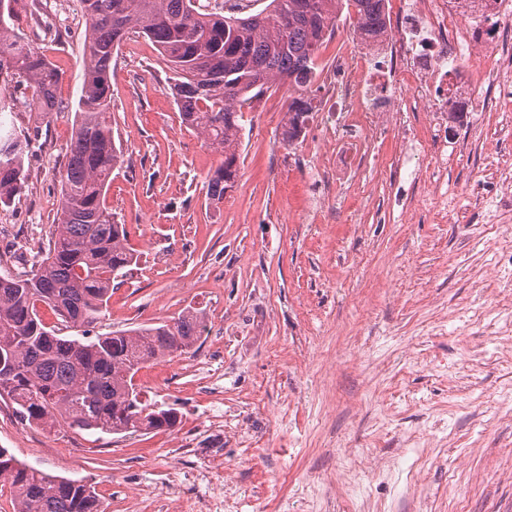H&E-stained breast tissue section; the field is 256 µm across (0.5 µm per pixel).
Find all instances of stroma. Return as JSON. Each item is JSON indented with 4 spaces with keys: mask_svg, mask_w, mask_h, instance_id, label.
<instances>
[{
    "mask_svg": "<svg viewBox=\"0 0 512 512\" xmlns=\"http://www.w3.org/2000/svg\"><path fill=\"white\" fill-rule=\"evenodd\" d=\"M26 41L62 74L55 109L0 77V123L30 142L26 183L0 205V274L22 275L54 230L85 75L80 0H15ZM167 63L131 34L112 59L109 121L123 162L106 205L128 229L137 261L112 283L93 332L105 335L203 311L192 350L144 366L135 380L180 416V432L221 420L224 512H512V124L471 112L448 131V167L432 185L440 210L417 206L416 147L428 131L411 113L386 128L353 181L336 184L329 216L307 210L317 165L335 143L282 144L283 88L244 107L239 175L220 206L206 176L220 162L185 129ZM171 431L111 435L22 421L0 399V448L47 473L93 484L119 503L143 488L177 499L208 491L173 460Z\"/></svg>",
    "mask_w": 512,
    "mask_h": 512,
    "instance_id": "35a3bbf8",
    "label": "stroma"
}]
</instances>
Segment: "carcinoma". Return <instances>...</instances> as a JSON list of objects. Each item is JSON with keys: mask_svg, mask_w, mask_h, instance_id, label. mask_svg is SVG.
<instances>
[{"mask_svg": "<svg viewBox=\"0 0 512 512\" xmlns=\"http://www.w3.org/2000/svg\"><path fill=\"white\" fill-rule=\"evenodd\" d=\"M12 0H0V76L32 91L42 112L54 111L60 71L15 27ZM88 62L75 110V132L61 173L54 231L37 267L0 276V399L23 420L51 430L106 434L173 430L179 413L141 398L134 385L144 365L188 353L205 330L195 309L168 323L92 336L115 275L134 262L125 225L112 220L104 194L121 164L110 110L112 55L137 32L155 43L173 73L169 88L181 123L204 137L222 157L207 180V197L224 200L238 174L242 107L286 79L297 95L288 102L283 142L298 136V117L309 114L319 42L345 3L358 27H380L385 0H269L244 17L201 13L195 0H81ZM29 143L0 133V204L20 191ZM82 329L62 336L48 327L39 306ZM0 483L13 512H103L93 486L55 477L0 448Z\"/></svg>", "mask_w": 512, "mask_h": 512, "instance_id": "cac0c4a2", "label": "carcinoma"}]
</instances>
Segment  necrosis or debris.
Returning <instances> with one entry per match:
<instances>
[{"mask_svg":"<svg viewBox=\"0 0 512 512\" xmlns=\"http://www.w3.org/2000/svg\"><path fill=\"white\" fill-rule=\"evenodd\" d=\"M495 20L488 33L478 19ZM349 38L319 78L316 132L329 133L346 153L343 172L322 168L316 211L327 209L337 179H351V154L380 117L426 112H502L512 104V0H397L376 35L340 17L327 40Z\"/></svg>","mask_w":512,"mask_h":512,"instance_id":"4bbe7bcc","label":"necrosis or debris"}]
</instances>
